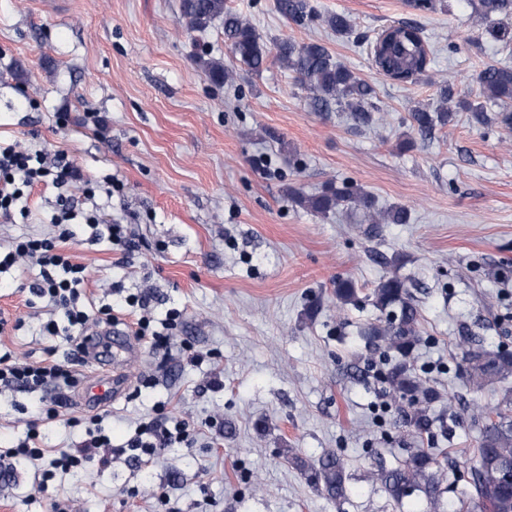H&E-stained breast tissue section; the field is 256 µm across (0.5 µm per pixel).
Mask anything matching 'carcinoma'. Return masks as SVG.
Masks as SVG:
<instances>
[{"label":"carcinoma","instance_id":"1","mask_svg":"<svg viewBox=\"0 0 512 512\" xmlns=\"http://www.w3.org/2000/svg\"><path fill=\"white\" fill-rule=\"evenodd\" d=\"M277 8L299 25L315 15L310 0H277ZM474 14L494 38L512 39L509 26L512 0H477ZM180 20L186 28L197 31L221 21L225 45L234 59L249 71L261 73L273 56L295 75L297 83L320 110L348 112L357 125L373 121L374 88L334 60L325 46L285 38L271 48L251 21L227 8L225 0H181ZM322 21L338 36L350 34L353 28L352 20L343 13H329ZM392 28L395 34L374 64L383 74L408 82L427 71L430 48L417 27L398 23ZM204 65L215 83L233 81V71L225 68L224 63L208 60ZM475 82L479 96L500 107L496 114L490 116L485 105L466 99L456 101L453 109L448 107V102L453 100V80L439 81L432 76L430 83L439 87V104L432 110L411 112L412 129L422 135L429 134L436 127L447 125L457 111L470 113L471 121L480 126L495 123L512 129V110L508 109L512 104V68L488 65L476 73ZM296 203L325 217L340 209L361 211L371 224H406L410 218L402 206L376 208L374 198L350 182L340 186L330 182L315 195L297 196ZM333 296L339 309L354 306L362 299L359 288L347 278L336 279ZM364 299L377 315L360 327L359 339L364 347L382 348L387 353L388 367L380 372V378L402 423L419 442L415 448L389 449V460L377 456L372 464L371 480L399 508L406 499L415 496L423 502V512H449L445 499L448 466L442 463L435 449L420 445L423 435L430 434L434 424L440 421L434 413V403L441 395L414 367V352L422 336L419 307L405 281L397 276L381 280ZM460 372L469 390L480 393L512 377V352L489 351L479 343L468 341L461 348ZM469 420L476 431L474 476L470 484L461 488L459 508L454 512H512V486L501 485L497 480L503 467H512V387L503 389L500 401L492 408L473 406ZM290 461L328 499L338 504L348 499L351 475L336 451L326 450L313 461L294 454Z\"/></svg>","mask_w":512,"mask_h":512}]
</instances>
